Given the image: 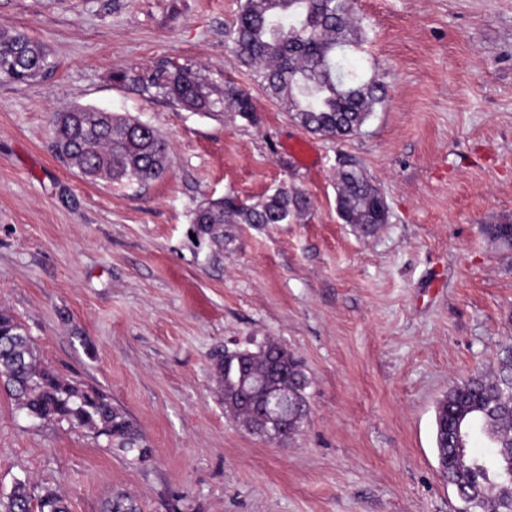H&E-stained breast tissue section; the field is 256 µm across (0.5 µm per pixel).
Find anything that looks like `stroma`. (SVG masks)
Wrapping results in <instances>:
<instances>
[{
  "instance_id": "35a3bbf8",
  "label": "stroma",
  "mask_w": 512,
  "mask_h": 512,
  "mask_svg": "<svg viewBox=\"0 0 512 512\" xmlns=\"http://www.w3.org/2000/svg\"><path fill=\"white\" fill-rule=\"evenodd\" d=\"M244 0H0V28L46 44L40 79L0 80V308L59 375L110 395L152 454L32 419L0 389V492L29 477L69 512L127 495L138 512H462L441 476L434 407L512 344V263L481 233L512 221V0H358V65L386 99L345 141L308 135L230 51ZM232 77L253 119L148 99L115 73L159 62ZM83 106L160 130L146 187L56 159L50 117ZM309 140L314 163L285 150ZM362 169L389 219L336 214ZM288 185L286 224L194 237V211ZM272 342L300 358L309 412L276 446L226 412L214 356Z\"/></svg>"
}]
</instances>
